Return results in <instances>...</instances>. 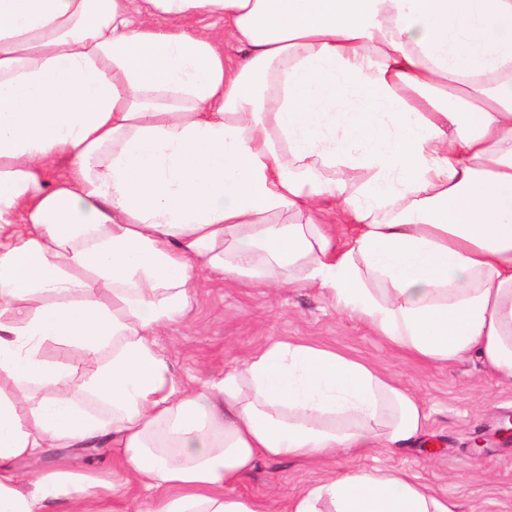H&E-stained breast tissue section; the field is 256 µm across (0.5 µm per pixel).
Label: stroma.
Here are the masks:
<instances>
[{
    "instance_id": "obj_1",
    "label": "stroma",
    "mask_w": 512,
    "mask_h": 512,
    "mask_svg": "<svg viewBox=\"0 0 512 512\" xmlns=\"http://www.w3.org/2000/svg\"><path fill=\"white\" fill-rule=\"evenodd\" d=\"M274 340H300L371 361L420 396L432 415L418 445L399 452L380 448L355 461L340 453L324 463L263 462L236 487V494L278 510L287 497L355 462L406 469L447 494L460 512H512V440L498 436L504 418L512 416V383L500 382L476 358L433 367L389 347L361 321L338 314L319 289L255 288L228 276L191 289L184 316L156 337L175 379L190 386L222 379L226 368ZM54 462L75 472L106 470L112 466V451L53 449L45 457L20 462L17 469L27 477Z\"/></svg>"
}]
</instances>
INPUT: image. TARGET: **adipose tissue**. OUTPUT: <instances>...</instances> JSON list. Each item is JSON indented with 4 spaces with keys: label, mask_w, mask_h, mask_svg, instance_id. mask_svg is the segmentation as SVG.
<instances>
[{
    "label": "adipose tissue",
    "mask_w": 512,
    "mask_h": 512,
    "mask_svg": "<svg viewBox=\"0 0 512 512\" xmlns=\"http://www.w3.org/2000/svg\"><path fill=\"white\" fill-rule=\"evenodd\" d=\"M203 271L512 380V0H0V512H123L128 485L137 512H270L234 492L260 462L425 435L416 395L316 345L178 384L154 336ZM67 448L112 449L124 484L19 477ZM283 512L458 505L353 465Z\"/></svg>",
    "instance_id": "ef3b65f1"
}]
</instances>
